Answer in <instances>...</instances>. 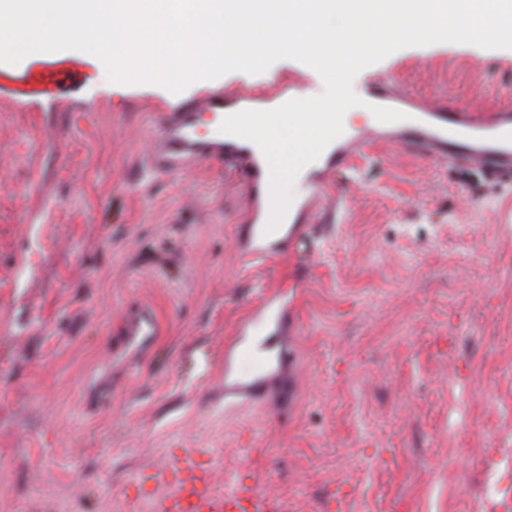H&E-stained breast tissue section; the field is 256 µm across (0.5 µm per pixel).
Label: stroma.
Wrapping results in <instances>:
<instances>
[{
    "instance_id": "1",
    "label": "stroma",
    "mask_w": 512,
    "mask_h": 512,
    "mask_svg": "<svg viewBox=\"0 0 512 512\" xmlns=\"http://www.w3.org/2000/svg\"><path fill=\"white\" fill-rule=\"evenodd\" d=\"M283 59L172 98L55 52L0 64V512H152L181 449L280 512H512V183L380 146L297 254L237 248L223 162L150 158L164 114L303 71ZM460 108L512 105V52L409 47L370 66ZM297 282L296 368L224 403L225 342ZM147 308L160 332L124 333Z\"/></svg>"
}]
</instances>
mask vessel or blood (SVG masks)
Listing matches in <instances>:
<instances>
[{"label":"vessel or blood","instance_id":"obj_1","mask_svg":"<svg viewBox=\"0 0 512 512\" xmlns=\"http://www.w3.org/2000/svg\"><path fill=\"white\" fill-rule=\"evenodd\" d=\"M313 79L280 84L269 94V102H285L309 95ZM367 103L408 111L406 121L383 123L343 132L323 151L306 174L307 194L290 202L288 218L275 230L267 225L272 213L270 171L266 159L253 142L226 135L219 127L226 115L243 110L246 95L215 94L198 107L172 112L162 126L154 160L169 167L185 160L201 162L224 159L243 166L242 189L252 220L243 247L247 256L272 257L296 252L307 240L317 214L334 193V177L379 145L402 144L414 147L424 157L441 161H462L479 168L491 179H512V108L490 112L463 110L445 101H428L406 95L385 78L365 82ZM209 116L206 135H199L198 116ZM125 334L137 345L150 342L158 334L155 316L146 310L130 316ZM159 493L155 512H275L273 502L256 486L241 485L230 492L217 493L212 474L196 451L183 450L165 467L150 476Z\"/></svg>","mask_w":512,"mask_h":512}]
</instances>
